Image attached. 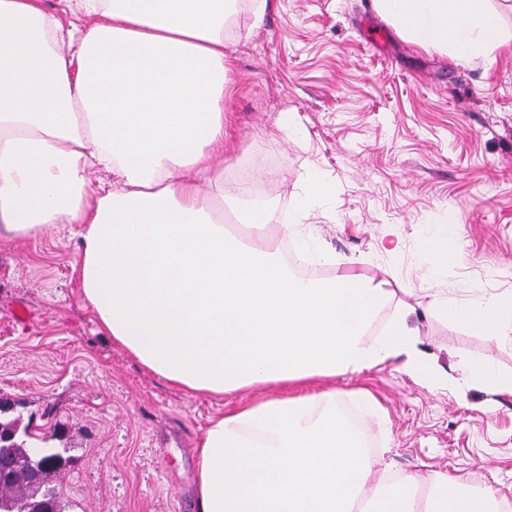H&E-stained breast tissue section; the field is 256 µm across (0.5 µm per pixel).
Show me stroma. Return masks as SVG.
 Wrapping results in <instances>:
<instances>
[{
	"label": "stroma",
	"mask_w": 512,
	"mask_h": 512,
	"mask_svg": "<svg viewBox=\"0 0 512 512\" xmlns=\"http://www.w3.org/2000/svg\"><path fill=\"white\" fill-rule=\"evenodd\" d=\"M487 5L507 42L463 65L402 37L373 0H267L259 19L251 0H235L224 33V171L255 174L283 224L319 177L328 194L307 219V262L328 277L334 256L357 257L368 276L390 272L442 376L431 387L391 363L314 380L304 393L335 390L379 467L445 472L512 502V396L488 394L458 367L465 357L512 372V343L425 310L433 286L456 299L512 291V0ZM378 28L385 38L374 45ZM451 209L463 259L434 281L419 239ZM391 231L400 252L383 249ZM78 258L68 224L0 245V395L47 447L69 448L66 512H195L200 439L238 398L171 386L112 343L80 297ZM360 389L373 406L358 401Z\"/></svg>",
	"instance_id": "35a3bbf8"
}]
</instances>
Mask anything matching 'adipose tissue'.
<instances>
[{"instance_id":"adipose-tissue-1","label":"adipose tissue","mask_w":512,"mask_h":512,"mask_svg":"<svg viewBox=\"0 0 512 512\" xmlns=\"http://www.w3.org/2000/svg\"><path fill=\"white\" fill-rule=\"evenodd\" d=\"M0 0V243L79 225L74 267L100 330L153 374L221 398L398 363L436 385L414 310L386 279L296 276L273 212L224 176V12L229 0ZM400 34L462 64L501 47L485 0H373ZM112 178L95 181L94 167ZM244 238L224 225L225 205ZM454 215L420 248L433 277L458 264ZM389 319H382L385 309ZM427 308L512 343V292ZM378 333H371L375 320ZM198 512H495L496 492L435 472H385L335 392L242 403L199 444Z\"/></svg>"}]
</instances>
